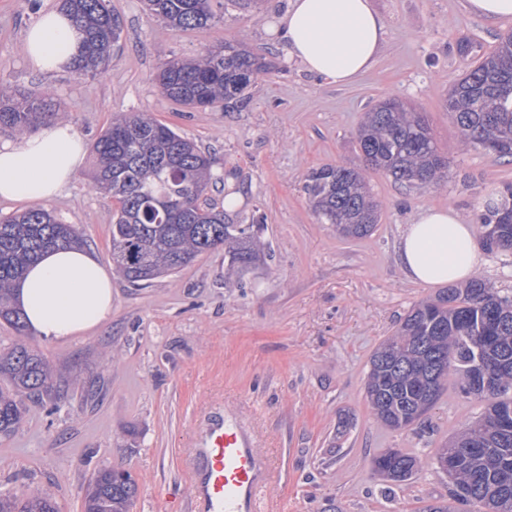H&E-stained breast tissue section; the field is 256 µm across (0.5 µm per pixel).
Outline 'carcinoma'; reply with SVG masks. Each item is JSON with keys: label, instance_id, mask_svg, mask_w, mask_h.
I'll use <instances>...</instances> for the list:
<instances>
[{"label": "carcinoma", "instance_id": "carcinoma-1", "mask_svg": "<svg viewBox=\"0 0 512 512\" xmlns=\"http://www.w3.org/2000/svg\"><path fill=\"white\" fill-rule=\"evenodd\" d=\"M150 14L168 30L211 27L212 0H145ZM82 36L73 68L80 75L108 65L121 23L106 0H61ZM264 71L253 53L226 42L189 61H168L156 81L161 93L184 107L217 108L249 98L253 82L244 73ZM444 109L462 140L512 157V36L460 78ZM60 106L49 89L9 94L0 91V128L18 133L55 117ZM364 167L327 164L310 171L305 190L315 213L349 238L370 235L380 221L381 204L367 190L366 171H381L401 184L435 186L447 178L448 164L437 150L425 118L394 98L378 103L357 131ZM89 189L116 202L112 217V262L130 283L146 285L171 275L203 253L221 248L228 264L246 269L263 253L255 224H230L224 209L199 203L218 181L209 159L194 141L144 113L117 116L93 144ZM494 228L489 246L512 251V188L481 214ZM71 224L39 207L0 218V320L24 331L12 289L28 265L50 248L83 245ZM495 381L482 418L436 449L437 464L455 461L448 475V497L423 512H455L457 503H478L485 512H512V426L498 427L493 413L512 406V299L474 279L415 305L395 334L371 355L366 380L376 419L392 430L419 422L433 408L448 377L465 388L477 372ZM0 438L22 425L25 400L51 392L52 372L42 356L23 341L0 348ZM384 481L399 485L420 469L419 458L399 448L372 458ZM137 483L122 467L99 470L89 483L84 512H129ZM0 512H59L47 492L20 498L0 493Z\"/></svg>", "mask_w": 512, "mask_h": 512}]
</instances>
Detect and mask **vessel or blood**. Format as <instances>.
I'll use <instances>...</instances> for the list:
<instances>
[{
  "label": "vessel or blood",
  "mask_w": 512,
  "mask_h": 512,
  "mask_svg": "<svg viewBox=\"0 0 512 512\" xmlns=\"http://www.w3.org/2000/svg\"><path fill=\"white\" fill-rule=\"evenodd\" d=\"M193 456L194 512H266L274 471L254 431L237 416L209 422Z\"/></svg>",
  "instance_id": "1"
}]
</instances>
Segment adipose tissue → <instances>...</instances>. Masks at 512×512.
Listing matches in <instances>:
<instances>
[{
    "label": "adipose tissue",
    "mask_w": 512,
    "mask_h": 512,
    "mask_svg": "<svg viewBox=\"0 0 512 512\" xmlns=\"http://www.w3.org/2000/svg\"><path fill=\"white\" fill-rule=\"evenodd\" d=\"M277 29L291 57L309 72L344 86L375 64L385 21L372 0H290ZM80 46L67 12L42 9L23 38L33 70H71ZM86 155L68 122L47 124L18 140L0 141V200L47 201L71 183ZM396 261L407 279L429 286L469 279L483 262L472 225L453 207L420 210L406 225ZM25 321L39 338L86 333L112 315V276L87 250L57 248L28 268L15 291Z\"/></svg>",
    "instance_id": "1"
}]
</instances>
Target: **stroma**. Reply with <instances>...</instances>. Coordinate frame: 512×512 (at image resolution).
<instances>
[{
  "label": "stroma",
  "instance_id": "35a3bbf8",
  "mask_svg": "<svg viewBox=\"0 0 512 512\" xmlns=\"http://www.w3.org/2000/svg\"><path fill=\"white\" fill-rule=\"evenodd\" d=\"M55 3L0 0V83L51 87L59 120L89 145L122 112L147 113L192 139L219 177L207 197L235 196L224 211L230 223L264 216L266 249L244 271L217 250L146 286L113 275L111 317L82 336H21L0 322V347L25 339L55 372L53 395L28 401L22 426L0 439V492L43 491L59 512H83L95 473L122 466L138 487L131 512H191L190 448L208 419L235 414L275 467L269 512H422L445 496L448 477L432 456L482 417L485 402L452 379L421 424L395 431L376 421L365 381L378 345L438 292L398 267L401 228L421 209L449 205L484 239V196L512 185V157L462 144L443 107L453 83L512 34V23L490 25L464 0H373L386 22L383 50L369 73L336 86L291 59L275 34L289 0H264L257 12L213 0L210 28L177 31L163 30L144 0H110L122 27L111 62L88 76L48 75L27 64L22 38L36 5ZM227 41L271 67L247 103L189 109L161 93L155 76L165 61ZM463 42L469 54L459 53ZM391 95L426 116L448 181L409 187L370 173L380 222L368 237H341L313 212L307 175L360 164L357 128ZM87 173L80 168L46 207L108 267L116 205L87 188ZM483 258L477 277L512 297V252L487 248ZM389 448L420 458L415 478L393 485L374 474L372 458Z\"/></svg>",
  "mask_w": 512,
  "mask_h": 512
}]
</instances>
